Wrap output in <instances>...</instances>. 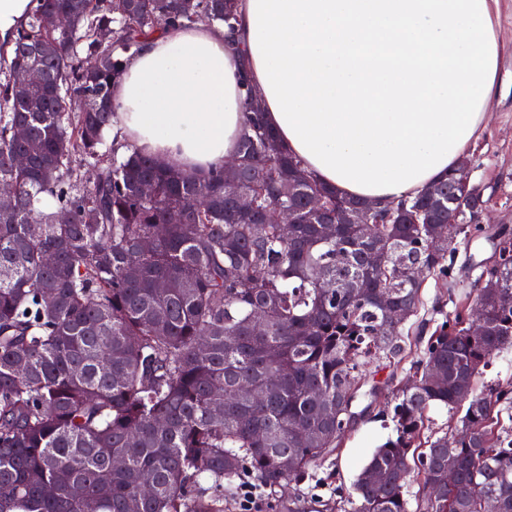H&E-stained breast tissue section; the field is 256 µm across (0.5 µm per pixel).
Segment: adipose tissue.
I'll return each mask as SVG.
<instances>
[{"instance_id":"adipose-tissue-1","label":"adipose tissue","mask_w":512,"mask_h":512,"mask_svg":"<svg viewBox=\"0 0 512 512\" xmlns=\"http://www.w3.org/2000/svg\"><path fill=\"white\" fill-rule=\"evenodd\" d=\"M493 0H240L234 30L143 39L112 87V141L200 175L237 153L257 99L317 181L411 196L485 126L500 48Z\"/></svg>"}]
</instances>
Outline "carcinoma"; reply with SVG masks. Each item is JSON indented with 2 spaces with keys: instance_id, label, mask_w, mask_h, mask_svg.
<instances>
[{
  "instance_id": "carcinoma-1",
  "label": "carcinoma",
  "mask_w": 512,
  "mask_h": 512,
  "mask_svg": "<svg viewBox=\"0 0 512 512\" xmlns=\"http://www.w3.org/2000/svg\"><path fill=\"white\" fill-rule=\"evenodd\" d=\"M125 4L30 0L0 42V182L16 193L0 210V512H128L133 500L138 512H228L245 482L268 492L271 512H301L300 498L280 491L334 455L364 386L393 393L396 438L372 453L344 512H409L415 484L416 512H484L489 498L512 512V434L501 424L512 388L477 385L512 345V234L482 271L496 287L477 284L437 325L412 385L362 373L366 359L403 352L423 284L414 268L455 282L457 238L490 232L456 216L479 213L487 198L452 169L367 212L366 201L313 179L251 105L229 184L254 199L252 215L224 192L222 168L196 177L137 151L105 157L112 84L140 39L203 19L231 29L239 7ZM51 12L69 25L47 27ZM17 153L28 166L14 165ZM313 197L319 219L308 217ZM274 204L293 222L286 238L280 225L257 223ZM62 210L70 223H57ZM433 404L464 411L451 447L446 435H425ZM146 473L154 489L142 497Z\"/></svg>"
}]
</instances>
